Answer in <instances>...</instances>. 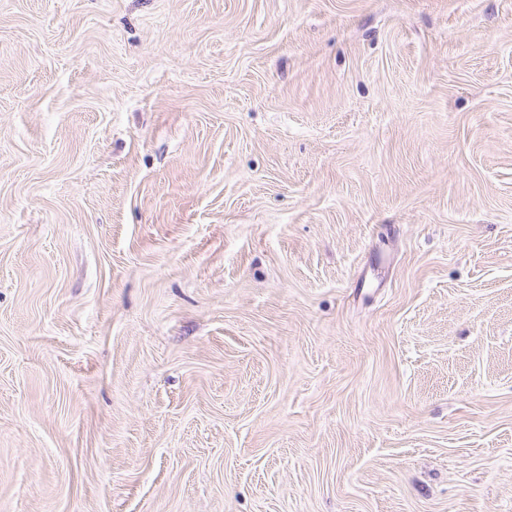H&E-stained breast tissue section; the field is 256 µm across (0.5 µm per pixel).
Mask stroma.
Here are the masks:
<instances>
[{
    "mask_svg": "<svg viewBox=\"0 0 512 512\" xmlns=\"http://www.w3.org/2000/svg\"><path fill=\"white\" fill-rule=\"evenodd\" d=\"M0 512H512V0H0Z\"/></svg>",
    "mask_w": 512,
    "mask_h": 512,
    "instance_id": "1",
    "label": "stroma"
}]
</instances>
